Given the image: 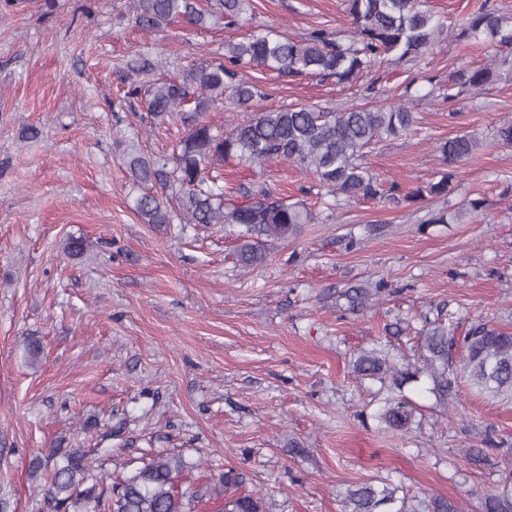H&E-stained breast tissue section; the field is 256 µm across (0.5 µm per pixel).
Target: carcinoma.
<instances>
[{"label":"carcinoma","mask_w":512,"mask_h":512,"mask_svg":"<svg viewBox=\"0 0 512 512\" xmlns=\"http://www.w3.org/2000/svg\"><path fill=\"white\" fill-rule=\"evenodd\" d=\"M242 0H218L226 24L238 23ZM352 21L350 34H332L322 29L301 39L272 30L255 32L225 47L224 60L201 63L179 76L159 79L141 90L137 82L128 94L144 96L147 118L153 125L181 123L186 135L176 155L143 156L129 153L126 167L131 180L146 187L134 199L133 210L145 224H232L240 228L237 258L245 267L264 258L267 240H287L311 224L315 213L300 204H289L263 190L258 200L246 205L224 204L220 166L229 159L251 164L269 162L294 164L310 172L325 190L320 204L334 210L342 201L388 199L390 193L363 163L364 150L387 138L411 133L415 116L400 103L389 107L357 106L332 112L319 106L273 109L252 115L229 133L216 131L202 114L224 101L242 107L256 95L248 72L262 69L280 76L334 78L350 82L372 70L385 57L417 58L432 49L447 32L444 22L426 0H347ZM135 21L143 27H158L173 18L191 26H204L214 12L198 0H132ZM460 39L482 35L500 46H512V14L491 0H481L477 9L456 21ZM487 67L462 65L450 80L460 88L482 90L490 82ZM191 109H186V106ZM480 148V142L460 132L439 143L446 166L440 179L403 194L407 202L450 194L459 177L460 165ZM333 202L328 203L325 198ZM388 291L377 288H349L345 296L352 308L365 305ZM419 358L422 367L411 372L389 363L378 352H367L356 362V370L366 377L391 375L399 395L388 400L382 414L394 428L408 425L410 403L400 394L405 384L420 372L433 382V392L441 404L456 388L467 383L478 394L492 398H512V331L485 319L470 322L464 335H455L442 322L429 326L421 337ZM181 457L158 452L139 471L112 486V496L103 500L96 486L83 488L93 479L85 454L74 450L50 470L48 493L63 505L84 495L103 512H263L262 499L253 493L238 492L242 476L229 470L204 482L178 485L184 470ZM390 483H362L348 489L349 512H407L406 497ZM479 512H512V470L506 472L502 488L481 498Z\"/></svg>","instance_id":"obj_1"}]
</instances>
